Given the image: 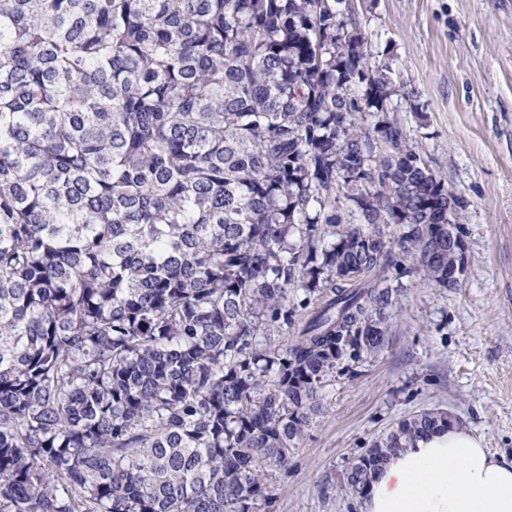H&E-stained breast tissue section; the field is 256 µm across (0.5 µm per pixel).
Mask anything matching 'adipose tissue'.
<instances>
[{
  "label": "adipose tissue",
  "mask_w": 512,
  "mask_h": 512,
  "mask_svg": "<svg viewBox=\"0 0 512 512\" xmlns=\"http://www.w3.org/2000/svg\"><path fill=\"white\" fill-rule=\"evenodd\" d=\"M363 512H512V461L464 427L430 434L388 454Z\"/></svg>",
  "instance_id": "obj_1"
}]
</instances>
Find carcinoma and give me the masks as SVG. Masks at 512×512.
<instances>
[{
  "instance_id": "obj_1",
  "label": "carcinoma",
  "mask_w": 512,
  "mask_h": 512,
  "mask_svg": "<svg viewBox=\"0 0 512 512\" xmlns=\"http://www.w3.org/2000/svg\"><path fill=\"white\" fill-rule=\"evenodd\" d=\"M414 97L346 0H0V512L272 506L404 279L465 272Z\"/></svg>"
}]
</instances>
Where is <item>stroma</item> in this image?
I'll list each match as a JSON object with an SVG mask.
<instances>
[{"mask_svg": "<svg viewBox=\"0 0 512 512\" xmlns=\"http://www.w3.org/2000/svg\"><path fill=\"white\" fill-rule=\"evenodd\" d=\"M371 60L416 94L390 119L468 203L467 269L409 280L385 345L337 373L269 512H360L343 476L414 413L442 409L512 458V0H350Z\"/></svg>", "mask_w": 512, "mask_h": 512, "instance_id": "stroma-1", "label": "stroma"}]
</instances>
